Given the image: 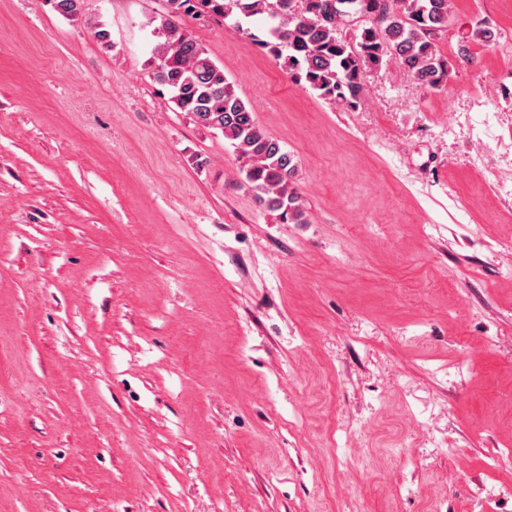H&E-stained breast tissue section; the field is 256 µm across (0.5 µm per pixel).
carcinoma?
Wrapping results in <instances>:
<instances>
[{"label": "carcinoma", "mask_w": 512, "mask_h": 512, "mask_svg": "<svg viewBox=\"0 0 512 512\" xmlns=\"http://www.w3.org/2000/svg\"><path fill=\"white\" fill-rule=\"evenodd\" d=\"M60 15L77 20L83 0H49ZM159 42L152 76L196 125L219 130L243 161L245 180L267 210L285 221L305 223L293 187L295 165L279 141L224 77V69L180 24L184 17L233 20L244 37L282 62L291 79L324 100L354 109L361 102L367 73L396 60L422 88L437 89L449 77L450 62L435 37L448 28L450 0H159ZM371 19L351 42L343 21ZM265 19L263 35L251 24Z\"/></svg>", "instance_id": "obj_1"}]
</instances>
